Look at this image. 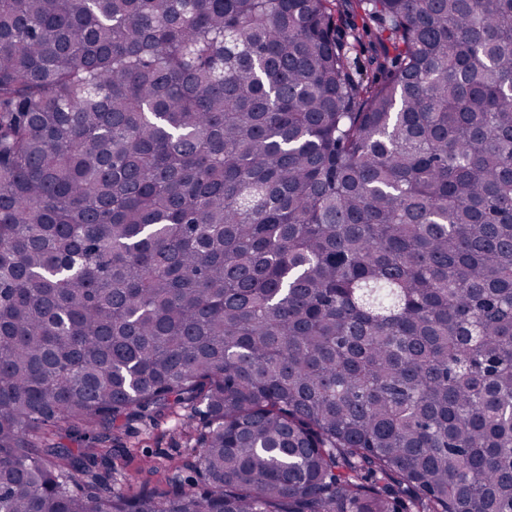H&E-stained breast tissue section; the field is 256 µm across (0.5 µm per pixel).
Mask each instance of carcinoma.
<instances>
[{"label": "carcinoma", "instance_id": "cac0c4a2", "mask_svg": "<svg viewBox=\"0 0 512 512\" xmlns=\"http://www.w3.org/2000/svg\"><path fill=\"white\" fill-rule=\"evenodd\" d=\"M332 2L0 0V512H512V0ZM188 418L189 410L176 407L166 416L147 419L125 435L122 443L136 451L112 472V486L118 483L124 491L137 492L160 485L165 466L175 464L188 453L182 433Z\"/></svg>", "mask_w": 512, "mask_h": 512}]
</instances>
